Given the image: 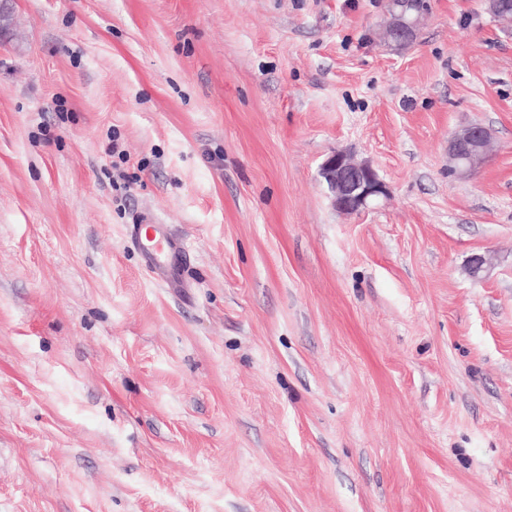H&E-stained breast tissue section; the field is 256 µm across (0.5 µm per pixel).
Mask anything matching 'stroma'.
<instances>
[{
  "label": "stroma",
  "instance_id": "obj_1",
  "mask_svg": "<svg viewBox=\"0 0 512 512\" xmlns=\"http://www.w3.org/2000/svg\"><path fill=\"white\" fill-rule=\"evenodd\" d=\"M7 7L0 512H512V31L482 0H425L404 49L386 0ZM335 150L387 198L334 211ZM149 216L183 287L129 243ZM491 130L484 125L470 124L455 130L448 138V157L452 173L468 177L481 168L488 158Z\"/></svg>",
  "mask_w": 512,
  "mask_h": 512
}]
</instances>
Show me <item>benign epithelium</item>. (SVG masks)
Listing matches in <instances>:
<instances>
[{
  "instance_id": "obj_1",
  "label": "benign epithelium",
  "mask_w": 512,
  "mask_h": 512,
  "mask_svg": "<svg viewBox=\"0 0 512 512\" xmlns=\"http://www.w3.org/2000/svg\"><path fill=\"white\" fill-rule=\"evenodd\" d=\"M420 20L400 10L398 0H390L385 35L389 44L400 48L411 42ZM491 130L484 125L470 124L455 130L448 138V157L452 173L468 177L481 168L488 158ZM331 206L339 213L351 215L367 211L387 196L386 184L375 169L365 161H357L343 151L331 152L319 169Z\"/></svg>"
}]
</instances>
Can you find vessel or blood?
Wrapping results in <instances>:
<instances>
[{"mask_svg":"<svg viewBox=\"0 0 512 512\" xmlns=\"http://www.w3.org/2000/svg\"><path fill=\"white\" fill-rule=\"evenodd\" d=\"M130 236L152 277L160 283L171 284L172 271L184 251L182 238L171 233L166 225L153 222L132 225Z\"/></svg>","mask_w":512,"mask_h":512,"instance_id":"b4317fda","label":"vessel or blood"}]
</instances>
